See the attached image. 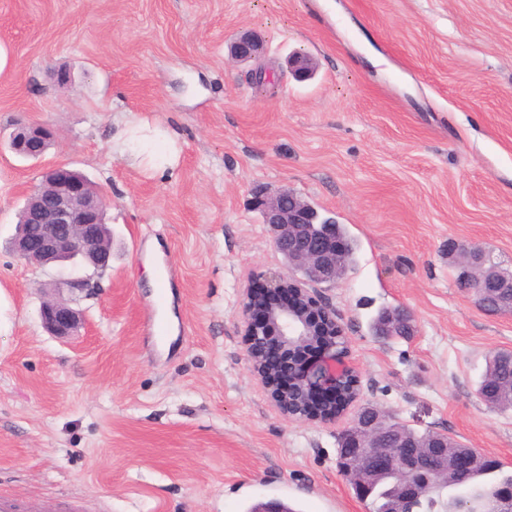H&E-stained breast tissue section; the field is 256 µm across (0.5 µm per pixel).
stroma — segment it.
<instances>
[{"mask_svg": "<svg viewBox=\"0 0 512 512\" xmlns=\"http://www.w3.org/2000/svg\"><path fill=\"white\" fill-rule=\"evenodd\" d=\"M244 30L266 44L263 94L251 65L227 61ZM297 51L313 79L289 73ZM141 118L160 137L113 150ZM20 122L58 131L44 158L8 150ZM57 162L105 192L112 230L67 342L39 314L58 267L9 247ZM258 185L298 193L357 241L319 290L360 404L512 472V409L477 394L490 353L512 350V314L459 287L455 253L477 246L512 271V0H0V492L83 512H366L336 466L354 411L288 419L250 369L241 293L284 267ZM151 267L167 269L166 292ZM384 308L413 315L409 337L373 334ZM167 313L175 331L151 335Z\"/></svg>", "mask_w": 512, "mask_h": 512, "instance_id": "1", "label": "stroma"}]
</instances>
